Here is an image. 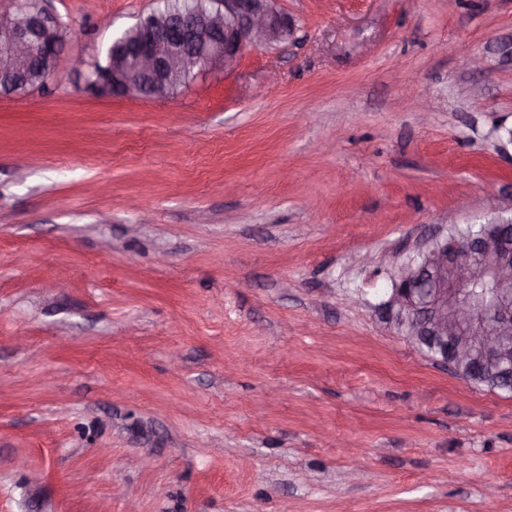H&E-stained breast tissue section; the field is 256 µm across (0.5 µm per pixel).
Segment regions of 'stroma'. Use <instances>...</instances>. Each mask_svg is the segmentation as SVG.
Returning a JSON list of instances; mask_svg holds the SVG:
<instances>
[{"mask_svg":"<svg viewBox=\"0 0 512 512\" xmlns=\"http://www.w3.org/2000/svg\"><path fill=\"white\" fill-rule=\"evenodd\" d=\"M47 5L89 63L153 7ZM277 6L161 100L0 96V512H512V396L376 312L512 205V0Z\"/></svg>","mask_w":512,"mask_h":512,"instance_id":"obj_1","label":"stroma"}]
</instances>
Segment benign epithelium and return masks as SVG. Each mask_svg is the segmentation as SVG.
<instances>
[{
    "instance_id": "benign-epithelium-1",
    "label": "benign epithelium",
    "mask_w": 512,
    "mask_h": 512,
    "mask_svg": "<svg viewBox=\"0 0 512 512\" xmlns=\"http://www.w3.org/2000/svg\"><path fill=\"white\" fill-rule=\"evenodd\" d=\"M58 27L46 8L31 10L22 0L12 17L0 20L1 87L16 88L33 75L45 82L71 68L90 90L163 99L172 78L190 79L220 63L227 69L244 49L292 41L297 31L275 0H193L182 10L140 17L131 34L112 42L104 70L94 75L84 60L66 54L65 40L54 36ZM508 212L487 220L499 225L492 240L480 233L424 243L397 267L379 304L390 327L428 340L439 353L435 363L451 370L478 356L512 377V304L492 306L493 331L477 335L475 311L463 299L478 274L512 289V206Z\"/></svg>"
}]
</instances>
